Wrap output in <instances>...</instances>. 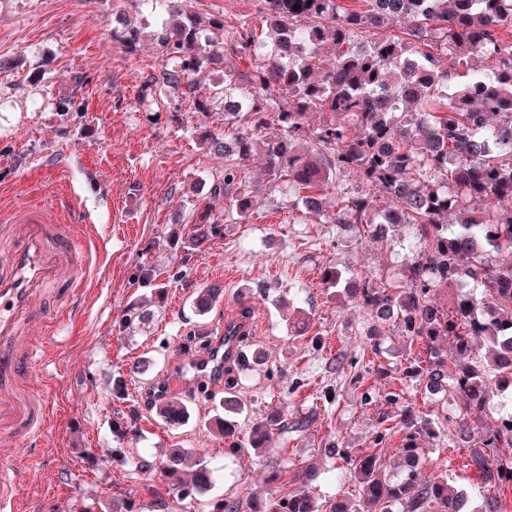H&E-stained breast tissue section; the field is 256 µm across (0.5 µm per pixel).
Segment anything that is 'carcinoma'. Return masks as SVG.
Wrapping results in <instances>:
<instances>
[{
	"instance_id": "1",
	"label": "carcinoma",
	"mask_w": 512,
	"mask_h": 512,
	"mask_svg": "<svg viewBox=\"0 0 512 512\" xmlns=\"http://www.w3.org/2000/svg\"><path fill=\"white\" fill-rule=\"evenodd\" d=\"M153 6V0H113L112 19L124 32L125 52H136L143 30L128 23L122 2ZM152 33L158 66L146 75L141 100L159 90L167 104L188 107L220 126L201 137L205 150L224 158V172L210 195L224 199V218L208 206L193 212L189 249L205 251L219 221L245 223L254 190L244 162L256 146L267 158V174L300 197L303 214L323 224H348L371 236L398 224L410 228L407 257L394 272L399 285L377 277H353L324 270L325 287L343 292L378 323L370 349L381 352V327L396 323L419 345L404 375L440 394V413L389 412L379 424L402 433L403 458L410 469L388 476L381 449L352 453L331 443L325 452L343 465L335 476L358 477V504L320 503L288 482H310L313 470L294 468L284 456L272 462L276 493L259 503L220 502L213 512H505L494 487L512 486V410L478 432L468 418L486 411L494 397L512 390V0H256L267 32L257 33L250 17L224 32V18L184 10L176 0ZM405 20L401 33L391 29ZM374 33L368 40L366 35ZM249 59L254 69L240 72ZM218 68L220 82L201 90L197 76ZM240 103L224 111V99ZM322 120L306 149L308 114ZM340 176H354L371 192L341 190L336 211L327 212L322 189ZM459 283L468 291L451 302L435 296ZM222 289L203 288L195 301L206 312ZM309 330L297 308L288 332ZM452 340L464 356L487 346L486 363L467 362L448 378V356L439 342ZM244 405L227 387L211 431L235 436ZM155 414L176 427L188 420L178 398L160 401ZM288 411L256 420L247 443L257 454L275 435L288 431ZM446 438L467 449L462 469L476 482L448 486V470L418 478V438ZM136 471L159 472L179 500L207 499L212 472L202 453L174 448L165 458L129 460Z\"/></svg>"
}]
</instances>
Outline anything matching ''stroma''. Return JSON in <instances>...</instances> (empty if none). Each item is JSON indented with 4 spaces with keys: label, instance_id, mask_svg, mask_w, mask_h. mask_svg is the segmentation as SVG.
Listing matches in <instances>:
<instances>
[{
    "label": "stroma",
    "instance_id": "obj_1",
    "mask_svg": "<svg viewBox=\"0 0 512 512\" xmlns=\"http://www.w3.org/2000/svg\"><path fill=\"white\" fill-rule=\"evenodd\" d=\"M111 16L112 0H0V57L13 64L0 74V211L56 207L70 197L96 233L87 288L56 328L49 355L30 369L34 387L53 385L58 426L47 446L33 449L41 467L25 480L21 512H106L116 496L133 512H207L201 502L174 500L161 475L121 462L154 458L175 443L201 449L214 475L212 498L270 497L268 457L249 448L231 453L208 428L223 382H187L188 359L241 319L246 355L265 360L224 370L249 412L238 433L287 409L302 427L273 437L274 454L320 468L308 487L318 501L354 496L357 481L330 479L323 442L332 433L345 448L380 443L387 471L395 470L398 439L384 436L379 417L389 409V380L402 376L415 345L395 326L380 355L368 353L365 310L324 288L321 272L334 266L390 281L408 228L375 240L300 223L301 200L266 176L256 153L246 162L254 185L249 221L221 224L204 253L187 254L177 240L189 228L175 218L189 216L224 162L196 137L210 124L204 115L138 102L141 72L157 63L156 49L144 40L127 54ZM214 284L222 298L198 312V291ZM291 298L310 315L307 335L286 330ZM141 301L149 321L124 327ZM138 359L151 363L148 375L130 373ZM162 392L188 405L184 425L172 429L156 418ZM421 453L422 477L444 466L449 483L469 480L460 449L447 440L422 439Z\"/></svg>",
    "mask_w": 512,
    "mask_h": 512
}]
</instances>
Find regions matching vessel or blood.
<instances>
[{
    "label": "vessel or blood",
    "instance_id": "obj_1",
    "mask_svg": "<svg viewBox=\"0 0 512 512\" xmlns=\"http://www.w3.org/2000/svg\"><path fill=\"white\" fill-rule=\"evenodd\" d=\"M0 224L7 228L0 239V435L13 445L0 453V512H17L21 478L35 464L20 449L31 440H46L56 416L50 387L31 405L8 390L22 365L44 354L70 302L83 293L93 230L76 217L63 222L54 210L38 206L1 213ZM236 352V338L224 337L194 368L200 376L216 377L217 361Z\"/></svg>",
    "mask_w": 512,
    "mask_h": 512
}]
</instances>
